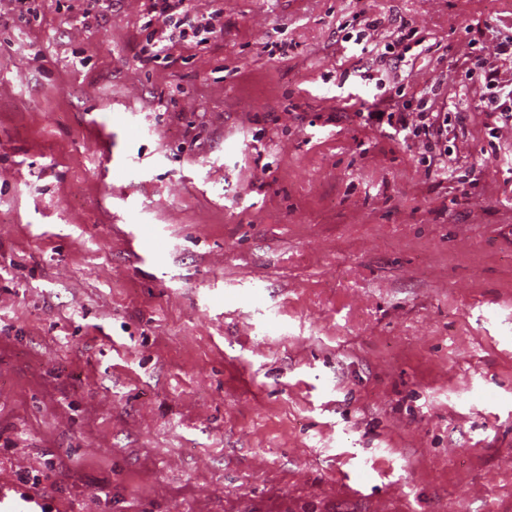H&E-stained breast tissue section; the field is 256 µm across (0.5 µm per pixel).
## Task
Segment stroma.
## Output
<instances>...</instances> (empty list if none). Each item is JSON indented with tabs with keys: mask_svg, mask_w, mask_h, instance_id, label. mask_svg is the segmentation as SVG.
I'll use <instances>...</instances> for the list:
<instances>
[{
	"mask_svg": "<svg viewBox=\"0 0 512 512\" xmlns=\"http://www.w3.org/2000/svg\"><path fill=\"white\" fill-rule=\"evenodd\" d=\"M186 5L0 0V512H512V0ZM434 84L458 179L356 116ZM150 1V12L157 18V26L151 32L154 52H166L174 42L186 40L189 31L194 38L199 35L201 26L196 25V19L185 8V0ZM500 56H510L512 58V40L499 43L493 52L472 56L469 58V74L477 76L482 82L484 88L489 94L482 100L483 108L488 117L494 119L496 127L491 130H497L508 124L512 125V107L507 111L495 112L506 102L512 103V84L510 88L502 86L498 81L499 70L496 66V60ZM499 100H504L500 102Z\"/></svg>",
	"mask_w": 512,
	"mask_h": 512,
	"instance_id": "35a3bbf8",
	"label": "stroma"
}]
</instances>
